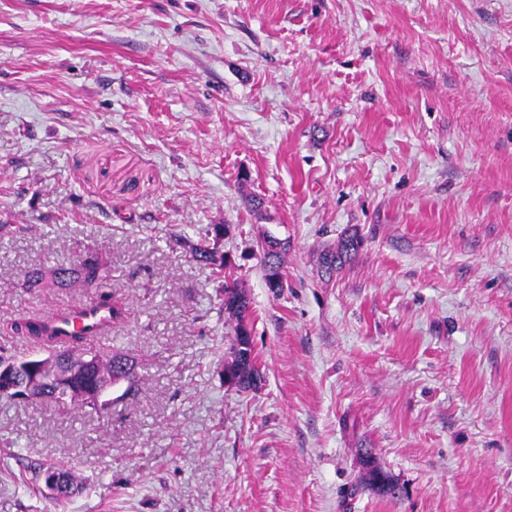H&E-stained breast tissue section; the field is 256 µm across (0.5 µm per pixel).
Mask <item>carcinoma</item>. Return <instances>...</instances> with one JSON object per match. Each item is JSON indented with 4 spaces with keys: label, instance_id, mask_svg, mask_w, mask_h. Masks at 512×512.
<instances>
[{
    "label": "carcinoma",
    "instance_id": "carcinoma-1",
    "mask_svg": "<svg viewBox=\"0 0 512 512\" xmlns=\"http://www.w3.org/2000/svg\"><path fill=\"white\" fill-rule=\"evenodd\" d=\"M175 244L200 263L212 266L219 275H224L227 266L224 253L210 246L209 240H194L178 235ZM361 247L357 234L348 235L337 246L327 250L322 257V267L332 275L341 270ZM279 252H263L262 269L267 288L281 282L286 276L284 255ZM104 279L102 265L92 253L85 254L79 264L56 265L52 268L36 267L23 277V287L32 289L97 288ZM224 311L235 321L233 334L229 337L227 355L224 360V382L240 391L254 389L262 381L252 342L250 317L251 299L246 289L235 280L224 279L222 289ZM16 333L42 344L54 358L51 363H35L25 358L7 356L0 347V367H6L8 379L19 387L23 401H50L66 410L70 406H91L90 399L98 396L104 387L105 376L112 377V389L120 391L118 398L135 397L142 384L137 372L134 356L124 351H112L106 355L96 352L94 360L87 361L85 352L75 353V346L85 339L80 332L59 336L41 320H25L15 325ZM366 478L384 494L395 495L397 488L383 471L371 460H366ZM64 489L58 493L69 498L82 489V483L68 469H60Z\"/></svg>",
    "mask_w": 512,
    "mask_h": 512
}]
</instances>
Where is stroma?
<instances>
[{
  "label": "stroma",
  "mask_w": 512,
  "mask_h": 512,
  "mask_svg": "<svg viewBox=\"0 0 512 512\" xmlns=\"http://www.w3.org/2000/svg\"><path fill=\"white\" fill-rule=\"evenodd\" d=\"M0 224V346L96 297L21 286L90 251L128 309L90 348L144 377L100 415L0 398V512H512V0H0ZM214 224L248 392L223 278L173 246ZM361 247V239L357 234L348 235L340 242L336 248L327 250L322 257V267L329 275H333L341 270L353 256H355ZM174 241L193 260L214 267L220 277L224 278V311L235 321L224 360V382L240 391L255 389L263 376L254 354L250 333L251 299L246 289L237 280L230 281L224 276V268L227 266L224 253L215 247L210 248L209 240H194L178 235ZM286 249L287 248L284 247L280 252H264L262 250V269L264 272V279L267 288H269L271 292H275L274 288L272 287L274 281L277 282L279 289L283 288L281 285V279H284L286 276L284 270V255ZM48 468H55L60 471L62 483L64 486V489L60 493H58L60 488L58 473L54 469L49 470L43 476L42 480L44 482L45 487L51 493L56 495L58 494L57 496L61 498H69L72 495L76 494V492H79L80 489H82V483L77 480L75 474L72 473L69 469H64L60 467L57 468L51 465L39 464L37 466H34L31 469L33 475L32 479H34L35 481L39 480L42 472Z\"/></svg>",
  "instance_id": "stroma-1"
}]
</instances>
